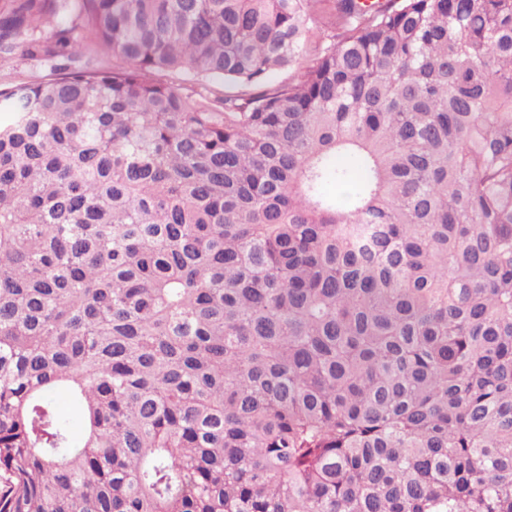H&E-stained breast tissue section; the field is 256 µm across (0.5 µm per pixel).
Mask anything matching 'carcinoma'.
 <instances>
[{
	"label": "carcinoma",
	"mask_w": 512,
	"mask_h": 512,
	"mask_svg": "<svg viewBox=\"0 0 512 512\" xmlns=\"http://www.w3.org/2000/svg\"><path fill=\"white\" fill-rule=\"evenodd\" d=\"M16 52L0 512H512V0H0ZM50 78L49 68L26 59L19 53L9 58H0V84L22 83Z\"/></svg>",
	"instance_id": "1"
}]
</instances>
